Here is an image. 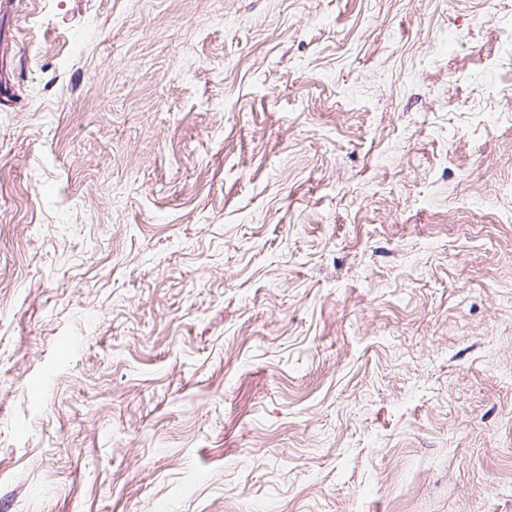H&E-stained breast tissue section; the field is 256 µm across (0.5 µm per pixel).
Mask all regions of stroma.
I'll return each mask as SVG.
<instances>
[{
  "mask_svg": "<svg viewBox=\"0 0 512 512\" xmlns=\"http://www.w3.org/2000/svg\"><path fill=\"white\" fill-rule=\"evenodd\" d=\"M0 512H512V0H0Z\"/></svg>",
  "mask_w": 512,
  "mask_h": 512,
  "instance_id": "stroma-1",
  "label": "stroma"
}]
</instances>
